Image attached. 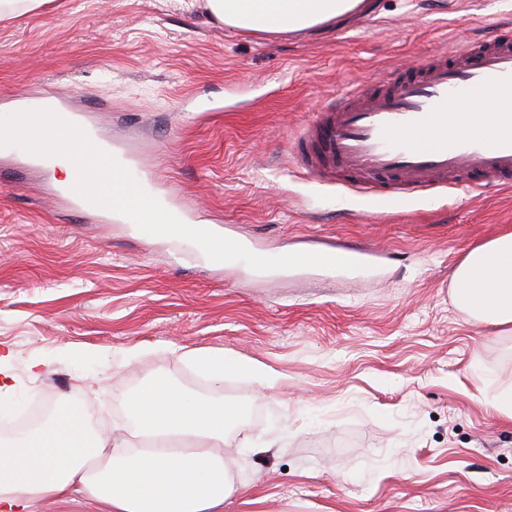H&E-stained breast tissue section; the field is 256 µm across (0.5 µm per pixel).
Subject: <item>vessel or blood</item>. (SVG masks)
Listing matches in <instances>:
<instances>
[{
	"mask_svg": "<svg viewBox=\"0 0 512 512\" xmlns=\"http://www.w3.org/2000/svg\"><path fill=\"white\" fill-rule=\"evenodd\" d=\"M492 89L512 91L508 28L426 57L415 75L382 86L368 79L348 88L318 113L294 151L312 171L352 174L353 187L366 197L505 185L512 182V133H457V118L448 110L450 101ZM435 119L444 135L426 146L407 139L408 131ZM70 193L87 212L120 210L100 194L95 168L78 171Z\"/></svg>",
	"mask_w": 512,
	"mask_h": 512,
	"instance_id": "vessel-or-blood-1",
	"label": "vessel or blood"
}]
</instances>
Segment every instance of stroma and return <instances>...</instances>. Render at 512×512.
Wrapping results in <instances>:
<instances>
[{"instance_id":"35a3bbf8","label":"stroma","mask_w":512,"mask_h":512,"mask_svg":"<svg viewBox=\"0 0 512 512\" xmlns=\"http://www.w3.org/2000/svg\"><path fill=\"white\" fill-rule=\"evenodd\" d=\"M371 2L362 26L288 34L226 27L205 0H53L0 20V120L52 92L137 159L181 224L261 254L384 252L363 276L217 260L86 214L50 169L0 150V348L14 377L0 442L77 405L105 442L141 446L128 399L164 373L240 408L224 512H512V419L492 404L512 389V335L449 290L471 247L512 231V186L368 199L293 153L351 82L512 27V0ZM195 348L275 379L239 370L213 385L179 355Z\"/></svg>"}]
</instances>
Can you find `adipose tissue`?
<instances>
[{
	"label": "adipose tissue",
	"instance_id": "1",
	"mask_svg": "<svg viewBox=\"0 0 512 512\" xmlns=\"http://www.w3.org/2000/svg\"><path fill=\"white\" fill-rule=\"evenodd\" d=\"M359 0H206L226 26L255 33L285 34L345 17ZM457 129L471 132V115L495 110L512 115V96L487 91L449 104ZM49 106L28 108L25 121L0 124V147L24 138V122L40 126L56 143L48 165L72 186L78 162H95L101 191L118 180L108 171L102 143L75 140L73 130ZM136 223L179 233L175 218L153 197H124ZM451 299L480 323L512 334V232L471 248L452 276ZM136 432L147 448L128 442L104 450L83 408L64 407L33 431L0 446V512H30L40 500L66 503L92 499L110 512H224L234 485L224 469V430L239 417L236 405L195 396L164 375L146 381L129 401Z\"/></svg>",
	"mask_w": 512,
	"mask_h": 512
}]
</instances>
